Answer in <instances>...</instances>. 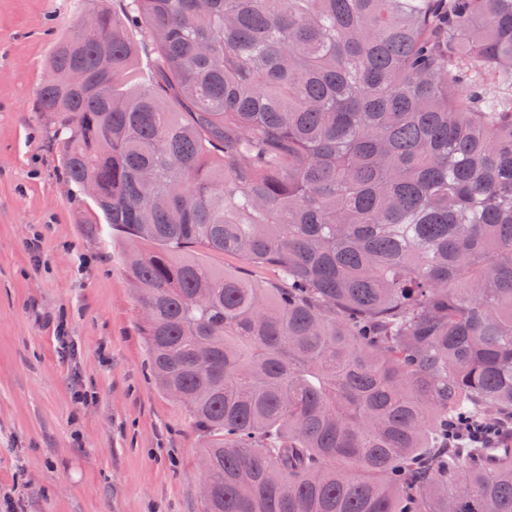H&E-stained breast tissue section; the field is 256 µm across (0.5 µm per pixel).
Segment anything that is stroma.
Returning <instances> with one entry per match:
<instances>
[{"label": "stroma", "mask_w": 512, "mask_h": 512, "mask_svg": "<svg viewBox=\"0 0 512 512\" xmlns=\"http://www.w3.org/2000/svg\"><path fill=\"white\" fill-rule=\"evenodd\" d=\"M91 7L0 0V503L203 512L207 436L151 374L126 268L136 244L89 223L37 110L55 42ZM78 384L93 402L72 399Z\"/></svg>", "instance_id": "obj_1"}]
</instances>
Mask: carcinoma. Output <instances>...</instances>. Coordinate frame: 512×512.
<instances>
[{"label": "carcinoma", "instance_id": "cac0c4a2", "mask_svg": "<svg viewBox=\"0 0 512 512\" xmlns=\"http://www.w3.org/2000/svg\"><path fill=\"white\" fill-rule=\"evenodd\" d=\"M89 14L38 109L90 223L149 245L128 273L209 435L203 512H512V0ZM460 414L498 446H448Z\"/></svg>", "mask_w": 512, "mask_h": 512}]
</instances>
